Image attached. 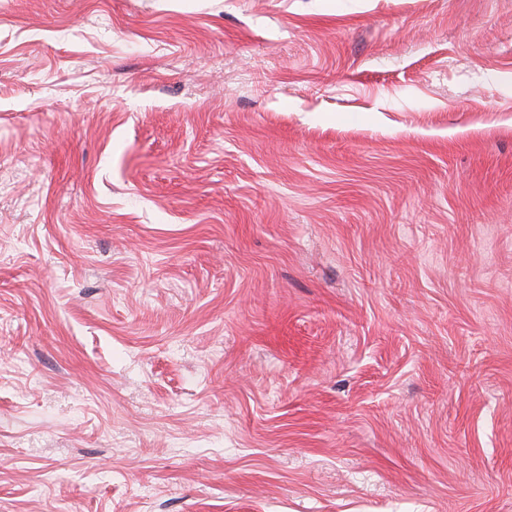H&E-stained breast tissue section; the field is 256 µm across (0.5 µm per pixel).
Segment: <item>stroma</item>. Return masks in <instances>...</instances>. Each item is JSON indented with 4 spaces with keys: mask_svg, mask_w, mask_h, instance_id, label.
Instances as JSON below:
<instances>
[{
    "mask_svg": "<svg viewBox=\"0 0 512 512\" xmlns=\"http://www.w3.org/2000/svg\"><path fill=\"white\" fill-rule=\"evenodd\" d=\"M0 512H512V0H0Z\"/></svg>",
    "mask_w": 512,
    "mask_h": 512,
    "instance_id": "stroma-1",
    "label": "stroma"
}]
</instances>
